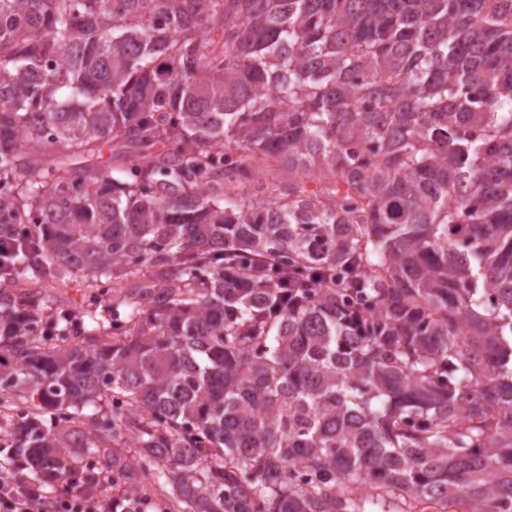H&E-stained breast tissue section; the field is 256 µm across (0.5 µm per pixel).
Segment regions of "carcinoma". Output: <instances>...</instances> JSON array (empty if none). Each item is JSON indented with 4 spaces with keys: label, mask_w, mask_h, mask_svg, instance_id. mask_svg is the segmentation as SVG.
Instances as JSON below:
<instances>
[{
    "label": "carcinoma",
    "mask_w": 512,
    "mask_h": 512,
    "mask_svg": "<svg viewBox=\"0 0 512 512\" xmlns=\"http://www.w3.org/2000/svg\"><path fill=\"white\" fill-rule=\"evenodd\" d=\"M2 407L122 512H512V0H0ZM238 152L241 159L245 160L250 176L241 180L240 184H236V187L230 190L231 196L237 199L247 201L267 199L272 186L288 184V181L304 183L308 192H319L333 182V176L328 171H315L305 175L288 174V170L271 157L243 149H239ZM43 294L58 300L52 305V310L45 313L46 316L56 317L57 312H80L87 305V290L84 284L73 282L68 288H52L50 286L41 288Z\"/></svg>",
    "instance_id": "obj_1"
}]
</instances>
